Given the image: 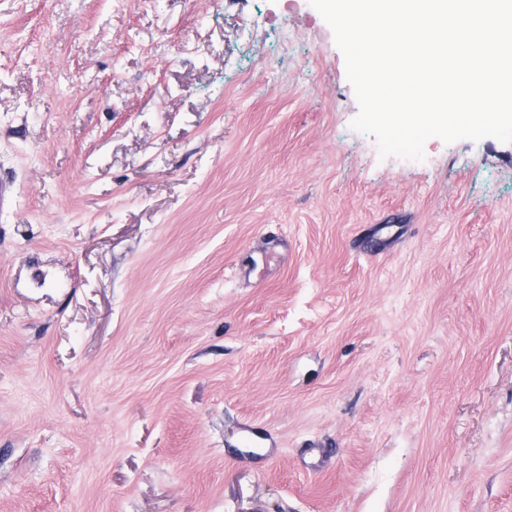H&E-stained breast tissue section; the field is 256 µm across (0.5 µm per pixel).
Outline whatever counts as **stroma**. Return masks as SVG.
Wrapping results in <instances>:
<instances>
[{"label":"stroma","mask_w":512,"mask_h":512,"mask_svg":"<svg viewBox=\"0 0 512 512\" xmlns=\"http://www.w3.org/2000/svg\"><path fill=\"white\" fill-rule=\"evenodd\" d=\"M358 112L310 0H0V512H512V142Z\"/></svg>","instance_id":"35a3bbf8"}]
</instances>
